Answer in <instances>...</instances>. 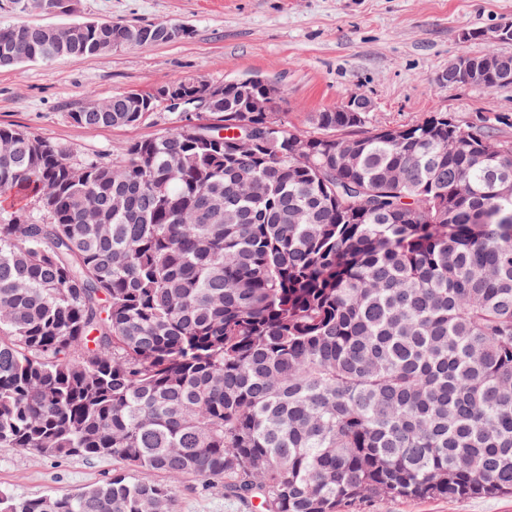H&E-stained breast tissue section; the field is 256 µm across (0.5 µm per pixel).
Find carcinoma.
Segmentation results:
<instances>
[{"label":"carcinoma","mask_w":512,"mask_h":512,"mask_svg":"<svg viewBox=\"0 0 512 512\" xmlns=\"http://www.w3.org/2000/svg\"><path fill=\"white\" fill-rule=\"evenodd\" d=\"M90 25L1 22L0 67L141 46ZM243 107L84 163L0 126V447L117 464L0 512H175L189 479L266 512L512 496V142Z\"/></svg>","instance_id":"obj_1"}]
</instances>
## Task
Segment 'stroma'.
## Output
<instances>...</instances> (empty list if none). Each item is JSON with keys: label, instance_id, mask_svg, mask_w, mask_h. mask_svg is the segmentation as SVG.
I'll return each instance as SVG.
<instances>
[{"label": "stroma", "instance_id": "stroma-1", "mask_svg": "<svg viewBox=\"0 0 512 512\" xmlns=\"http://www.w3.org/2000/svg\"><path fill=\"white\" fill-rule=\"evenodd\" d=\"M77 21L178 23L189 37L121 48L93 57L0 68V124L49 138L82 163L169 127L152 115L132 127L84 128L70 114L90 100L146 91L188 76L221 83L260 75L281 88L289 125L308 128L312 113L349 97L370 98L367 128L402 126L432 112L512 139V87H451L441 80L460 55H512V41L463 40L462 32L512 22V0H78L73 17L21 10L0 0V22L50 26ZM108 459L46 458L0 447V489L17 496L68 492L110 478ZM176 512H264L260 498L223 488L181 485ZM342 512H512V497L444 500L366 499Z\"/></svg>", "mask_w": 512, "mask_h": 512}]
</instances>
